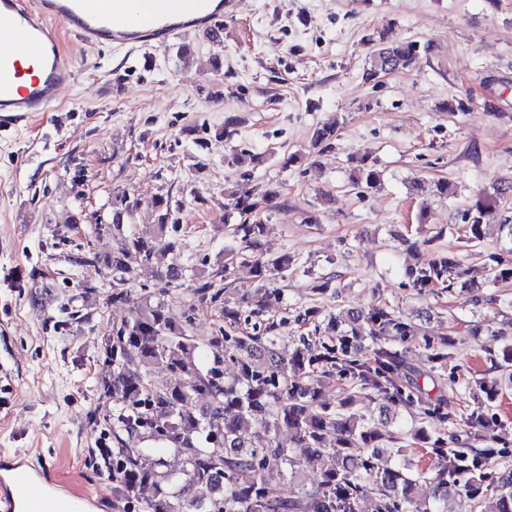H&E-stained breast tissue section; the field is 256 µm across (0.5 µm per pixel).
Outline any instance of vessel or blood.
I'll use <instances>...</instances> for the list:
<instances>
[{"mask_svg":"<svg viewBox=\"0 0 512 512\" xmlns=\"http://www.w3.org/2000/svg\"><path fill=\"white\" fill-rule=\"evenodd\" d=\"M192 29L220 31L224 9L215 0H0V120L50 111L75 71L58 36L46 26H67L85 45L137 48L176 36L178 20ZM0 512H82L80 499L19 466L0 462Z\"/></svg>","mask_w":512,"mask_h":512,"instance_id":"b4317fda","label":"vessel or blood"}]
</instances>
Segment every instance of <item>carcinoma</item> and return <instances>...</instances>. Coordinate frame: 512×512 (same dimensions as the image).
<instances>
[{"label": "carcinoma", "mask_w": 512, "mask_h": 512, "mask_svg": "<svg viewBox=\"0 0 512 512\" xmlns=\"http://www.w3.org/2000/svg\"><path fill=\"white\" fill-rule=\"evenodd\" d=\"M416 61L411 42L387 43L378 37L370 53L364 79L406 69ZM277 192L268 190L261 201L244 190L236 196V209L251 212L260 204H272ZM157 223L140 232H125L133 214L126 204L112 211V242L74 258L78 265L96 264L112 273V302L128 304L131 316L112 335L104 338L105 360L112 374L102 381L112 395L110 419L112 482L118 499L114 512H357L360 499L372 501V512H446L448 496L473 499L483 490L485 461L491 448L448 450L445 439L420 428L417 444L431 446L434 460L428 471L414 473L391 462L380 446L378 428L351 410L355 395L337 407L321 400L312 375L345 379L361 390H373L394 405L418 406L429 418H448L445 404L414 397L404 389L397 352L390 341L402 342L416 335L414 327L385 308L363 315L349 312L344 324L331 318L325 337L300 340L293 352L283 354L275 326L240 336L234 333L243 310L263 315L276 291L268 288L270 277L287 270L291 258L266 257L261 240L266 225L242 224L239 231L249 254L257 287L243 305L229 307L223 290L204 282L194 289L196 301L217 309L224 326L205 340L189 335L186 326L173 322L162 300L137 298L125 287L136 266L154 263L157 255H172V263L159 271L162 287L154 294L165 296L168 286L182 278L177 263L182 227L168 200L156 201ZM476 217L469 226L470 239L482 237L484 223L496 217L495 200L483 196L474 204ZM406 275L413 287L424 291L460 276L459 262L440 253L431 263L419 262ZM367 337L371 354H362L360 341ZM166 369L167 377L154 382L151 367ZM293 378H288V370ZM287 431L292 446L277 443ZM332 435L335 443L327 442ZM183 458L179 473L167 470L165 456ZM328 460L317 474L314 489L297 486L288 498L268 495L264 472L270 461L284 465L295 478L301 463ZM433 485L434 500L418 495L420 482ZM213 498L191 495L192 488L210 491ZM488 512H512V471L498 477Z\"/></svg>", "instance_id": "carcinoma-1"}]
</instances>
